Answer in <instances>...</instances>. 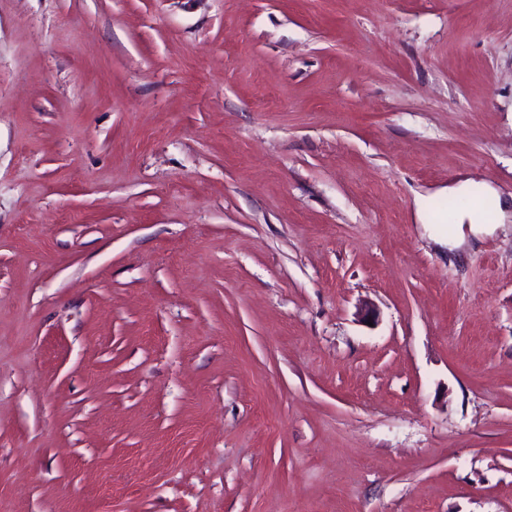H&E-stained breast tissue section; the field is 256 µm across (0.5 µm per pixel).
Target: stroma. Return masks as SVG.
<instances>
[{"mask_svg":"<svg viewBox=\"0 0 512 512\" xmlns=\"http://www.w3.org/2000/svg\"><path fill=\"white\" fill-rule=\"evenodd\" d=\"M0 512H512V0H0ZM500 207L501 202L499 197L487 190L476 209H470L457 215L456 222L453 224V229L449 236L451 238H462L466 224L469 225L468 227L473 233L489 232L491 225H493L489 217L496 215ZM466 221L469 223H465Z\"/></svg>","mask_w":512,"mask_h":512,"instance_id":"35a3bbf8","label":"stroma"}]
</instances>
